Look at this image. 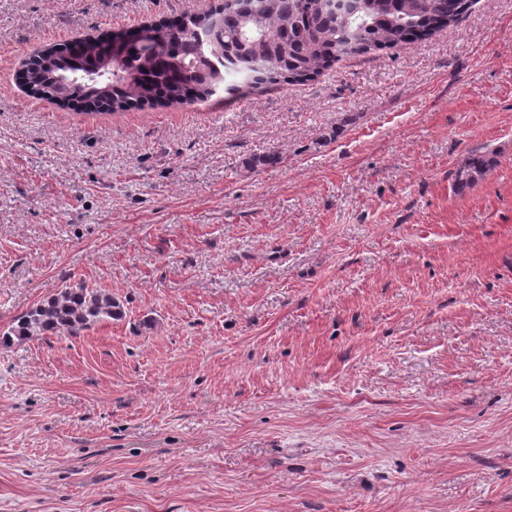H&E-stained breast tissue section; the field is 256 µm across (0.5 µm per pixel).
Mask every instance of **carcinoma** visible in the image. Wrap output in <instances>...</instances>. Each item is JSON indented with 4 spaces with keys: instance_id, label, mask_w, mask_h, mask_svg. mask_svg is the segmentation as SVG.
<instances>
[{
    "instance_id": "obj_1",
    "label": "carcinoma",
    "mask_w": 512,
    "mask_h": 512,
    "mask_svg": "<svg viewBox=\"0 0 512 512\" xmlns=\"http://www.w3.org/2000/svg\"><path fill=\"white\" fill-rule=\"evenodd\" d=\"M471 0H223L201 15L72 40L34 55L22 80L30 93L62 105L125 111L145 105L192 104L223 98L228 75L235 92L270 90L315 79L344 56L425 40L455 24ZM112 62L110 90L73 80ZM490 160L475 154L456 172L464 186L480 179ZM123 316L111 293L84 282L64 285L18 317L0 344L34 336H77Z\"/></svg>"
}]
</instances>
